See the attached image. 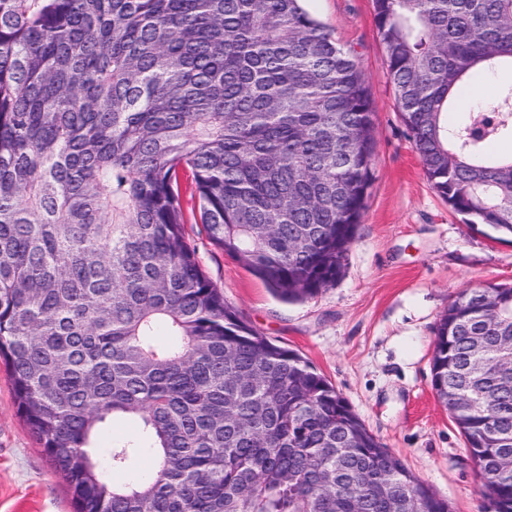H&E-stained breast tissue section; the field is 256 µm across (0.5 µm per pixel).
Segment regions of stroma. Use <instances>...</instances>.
I'll list each match as a JSON object with an SVG mask.
<instances>
[{
    "label": "stroma",
    "instance_id": "obj_1",
    "mask_svg": "<svg viewBox=\"0 0 512 512\" xmlns=\"http://www.w3.org/2000/svg\"><path fill=\"white\" fill-rule=\"evenodd\" d=\"M351 48L373 99V180L336 284L284 302L207 237L183 195L185 232L205 275L254 329L306 358L366 427L454 512H484L464 439L431 385L435 328L458 292L512 284V238L467 224L438 195L387 76L372 0H306ZM0 512H75L62 477L19 417L0 363Z\"/></svg>",
    "mask_w": 512,
    "mask_h": 512
}]
</instances>
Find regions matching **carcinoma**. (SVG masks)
<instances>
[{"label": "carcinoma", "instance_id": "1", "mask_svg": "<svg viewBox=\"0 0 512 512\" xmlns=\"http://www.w3.org/2000/svg\"><path fill=\"white\" fill-rule=\"evenodd\" d=\"M303 0H0V359L76 512H451L303 357L247 325L185 235L285 302L341 277L376 150L354 53ZM426 175L512 235V0H372ZM314 248L301 252L295 241ZM512 285L467 288L435 329L432 387L512 512ZM118 423L137 433L112 440ZM152 459L148 476L104 472ZM512 84V72L508 71L500 74L498 77L486 81L483 84L489 86L485 88L484 95L463 94L458 100L454 112H450V116L454 120L464 118L473 108L477 106L488 107L494 102V95L498 89L506 84Z\"/></svg>", "mask_w": 512, "mask_h": 512}]
</instances>
